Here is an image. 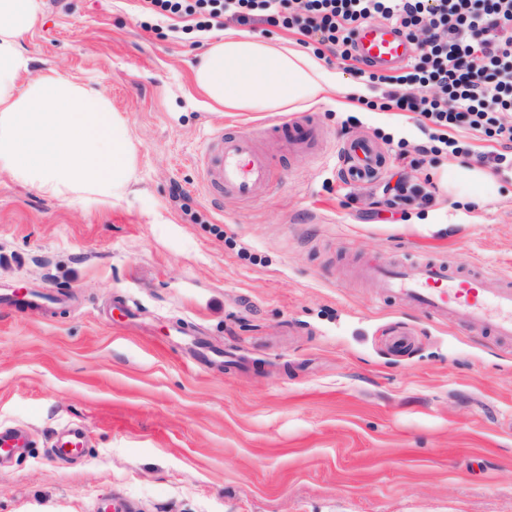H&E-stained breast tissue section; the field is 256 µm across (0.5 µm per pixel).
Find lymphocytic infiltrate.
Listing matches in <instances>:
<instances>
[{
	"label": "lymphocytic infiltrate",
	"mask_w": 512,
	"mask_h": 512,
	"mask_svg": "<svg viewBox=\"0 0 512 512\" xmlns=\"http://www.w3.org/2000/svg\"><path fill=\"white\" fill-rule=\"evenodd\" d=\"M148 21L207 33L225 22L279 26L354 59V34L371 22L398 26L418 48L399 71L368 70L383 105L414 113L429 132L426 152L496 143L486 161L512 170V0H141Z\"/></svg>",
	"instance_id": "f902f5d3"
}]
</instances>
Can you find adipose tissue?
<instances>
[{
    "label": "adipose tissue",
    "mask_w": 512,
    "mask_h": 512,
    "mask_svg": "<svg viewBox=\"0 0 512 512\" xmlns=\"http://www.w3.org/2000/svg\"><path fill=\"white\" fill-rule=\"evenodd\" d=\"M41 14L42 0H0V171L69 203H118L136 179V148L110 100L52 70L22 78L20 42ZM193 72L228 111L293 112L364 93L313 54L230 29Z\"/></svg>",
    "instance_id": "adipose-tissue-1"
}]
</instances>
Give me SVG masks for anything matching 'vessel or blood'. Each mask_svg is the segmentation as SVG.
<instances>
[{
    "mask_svg": "<svg viewBox=\"0 0 512 512\" xmlns=\"http://www.w3.org/2000/svg\"><path fill=\"white\" fill-rule=\"evenodd\" d=\"M414 49L395 25L370 23L355 35V53L366 64L394 70L409 61ZM279 129L300 148H314L318 130L312 122L287 120ZM342 176L350 183L376 179L385 156L368 139L345 142ZM196 163L206 192L251 200L267 187L272 169L251 136L216 131L209 136ZM383 294L434 317L462 325H478L494 335L512 337V283L487 272H462L431 258L373 262L364 269Z\"/></svg>",
    "mask_w": 512,
    "mask_h": 512,
    "instance_id": "b4317fda",
    "label": "vessel or blood"
}]
</instances>
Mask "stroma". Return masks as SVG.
<instances>
[{
    "mask_svg": "<svg viewBox=\"0 0 512 512\" xmlns=\"http://www.w3.org/2000/svg\"><path fill=\"white\" fill-rule=\"evenodd\" d=\"M138 0H44L22 41L28 77L101 91L136 147L134 196L72 205L0 172V290L63 295L0 308V512H512V339L387 300L354 268L435 257L512 280V171L478 206L448 192L467 155L401 160L411 113L311 112L309 153L272 112H217L189 42L144 29ZM235 124L271 155L264 195L213 199L193 164ZM386 154L379 179L338 176L344 140ZM433 182L389 209L384 183ZM411 335L394 350L393 329ZM79 424L80 456L57 449Z\"/></svg>",
    "mask_w": 512,
    "mask_h": 512,
    "instance_id": "1",
    "label": "stroma"
}]
</instances>
